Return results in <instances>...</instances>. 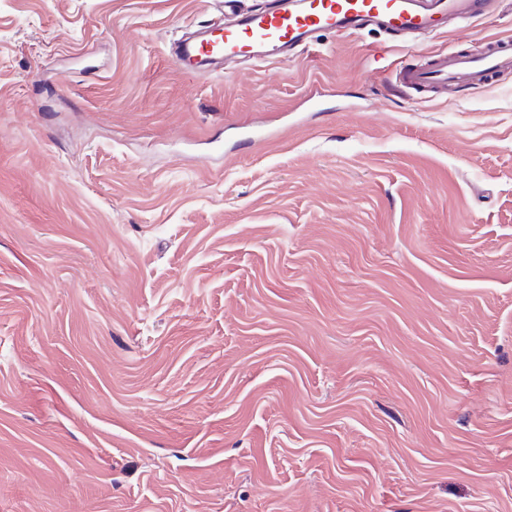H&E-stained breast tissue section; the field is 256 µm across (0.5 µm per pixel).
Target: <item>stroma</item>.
I'll list each match as a JSON object with an SVG mask.
<instances>
[{"label": "stroma", "instance_id": "1", "mask_svg": "<svg viewBox=\"0 0 512 512\" xmlns=\"http://www.w3.org/2000/svg\"><path fill=\"white\" fill-rule=\"evenodd\" d=\"M219 0H0V512H512L496 13L180 72ZM512 71V44L494 42L476 53H441L424 65L401 67L395 80L407 89L444 91L464 81L481 89L501 72Z\"/></svg>", "mask_w": 512, "mask_h": 512}]
</instances>
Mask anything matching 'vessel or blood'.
<instances>
[{
    "label": "vessel or blood",
    "instance_id": "obj_1",
    "mask_svg": "<svg viewBox=\"0 0 512 512\" xmlns=\"http://www.w3.org/2000/svg\"><path fill=\"white\" fill-rule=\"evenodd\" d=\"M239 2L224 0L225 11L235 16L233 23L211 28L174 52L178 68L195 73L230 58L271 57L310 44L318 33L361 26L437 33L449 17L483 13L487 0H305L293 9L287 0H278L273 9L261 12L241 10ZM505 71H512V44L494 42L476 53H441L426 64L401 67L395 80L414 90L444 91L461 81L480 89Z\"/></svg>",
    "mask_w": 512,
    "mask_h": 512
}]
</instances>
